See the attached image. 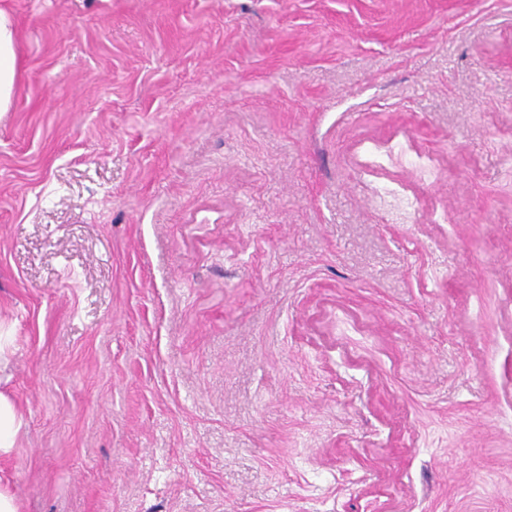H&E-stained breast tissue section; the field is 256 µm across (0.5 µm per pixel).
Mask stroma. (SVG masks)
Wrapping results in <instances>:
<instances>
[{"label": "stroma", "instance_id": "obj_1", "mask_svg": "<svg viewBox=\"0 0 512 512\" xmlns=\"http://www.w3.org/2000/svg\"><path fill=\"white\" fill-rule=\"evenodd\" d=\"M22 512H512V0H0ZM20 74L18 33L13 17L0 9V112H8Z\"/></svg>", "mask_w": 512, "mask_h": 512}]
</instances>
